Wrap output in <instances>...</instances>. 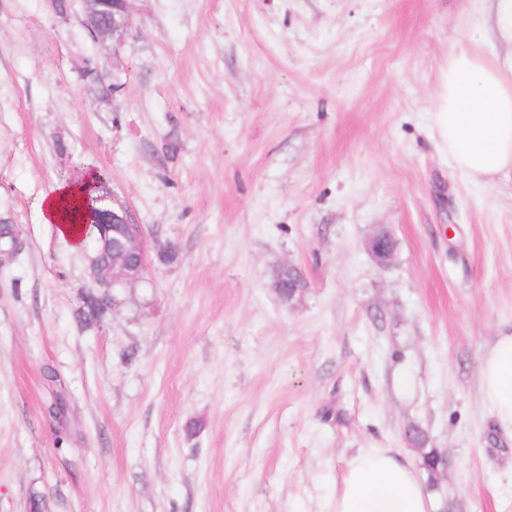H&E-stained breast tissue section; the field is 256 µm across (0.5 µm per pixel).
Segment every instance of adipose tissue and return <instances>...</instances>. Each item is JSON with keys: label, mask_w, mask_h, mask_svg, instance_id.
<instances>
[{"label": "adipose tissue", "mask_w": 512, "mask_h": 512, "mask_svg": "<svg viewBox=\"0 0 512 512\" xmlns=\"http://www.w3.org/2000/svg\"><path fill=\"white\" fill-rule=\"evenodd\" d=\"M438 145L474 185H486L512 168V57L486 58L473 44L455 45L435 94L432 113ZM85 198L80 185L63 182L43 196L45 223L74 249L82 225L62 221L64 204ZM484 406L499 428L512 434V334L498 337L481 362ZM434 503L414 469L393 453L360 450L349 462L328 512H432Z\"/></svg>", "instance_id": "adipose-tissue-1"}]
</instances>
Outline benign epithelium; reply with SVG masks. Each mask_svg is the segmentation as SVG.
Here are the masks:
<instances>
[{
	"mask_svg": "<svg viewBox=\"0 0 512 512\" xmlns=\"http://www.w3.org/2000/svg\"><path fill=\"white\" fill-rule=\"evenodd\" d=\"M83 13L89 35L97 41L112 40V51L118 52L123 35L133 26L130 0H83ZM79 223L87 232L97 229L102 241L113 237L123 243L124 250L115 253L110 266H103L93 254H86L92 282L89 296L105 308H113L117 304L115 291L142 279L149 266L141 225L136 223L129 206L109 188L103 190L94 203L86 204ZM368 247L379 265L385 266L391 261L393 241L389 235L372 237Z\"/></svg>",
	"mask_w": 512,
	"mask_h": 512,
	"instance_id": "benign-epithelium-1",
	"label": "benign epithelium"
}]
</instances>
